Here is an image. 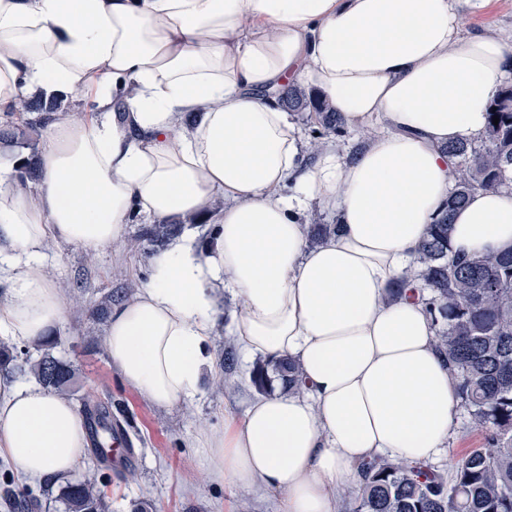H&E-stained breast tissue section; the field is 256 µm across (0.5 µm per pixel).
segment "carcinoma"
<instances>
[{
  "label": "carcinoma",
  "mask_w": 512,
  "mask_h": 512,
  "mask_svg": "<svg viewBox=\"0 0 512 512\" xmlns=\"http://www.w3.org/2000/svg\"><path fill=\"white\" fill-rule=\"evenodd\" d=\"M282 101L295 112H313L323 132H341L342 119L316 92L293 86ZM61 108V100L23 99L15 117H0V144H13L33 121L25 114H47ZM480 142L458 139L444 148L454 160L455 187L441 215L430 225L429 235L416 260L414 276L422 283V300L436 326L437 348L449 361L461 405L476 430L486 434L488 447L472 449L447 479L423 461L401 463L384 458L360 464L362 483L352 512H512V251L460 258L450 250L453 215L466 204L475 189L495 191L512 186V84L505 86L491 104ZM312 216L310 242L315 244L335 231L336 225ZM179 224H143L128 249L148 254L179 236ZM54 337L33 366L39 382L55 393L70 391L76 373L69 363L53 354ZM282 379L288 390L303 384L300 367L293 361L274 365L257 363L251 382L260 392L273 389ZM89 430L100 425L108 430L112 402L87 395L82 403ZM67 512H111L107 485L86 478L61 488Z\"/></svg>",
  "instance_id": "1"
}]
</instances>
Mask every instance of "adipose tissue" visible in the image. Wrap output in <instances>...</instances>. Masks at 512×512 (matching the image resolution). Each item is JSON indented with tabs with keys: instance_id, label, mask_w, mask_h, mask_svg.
Returning <instances> with one entry per match:
<instances>
[{
	"instance_id": "1",
	"label": "adipose tissue",
	"mask_w": 512,
	"mask_h": 512,
	"mask_svg": "<svg viewBox=\"0 0 512 512\" xmlns=\"http://www.w3.org/2000/svg\"><path fill=\"white\" fill-rule=\"evenodd\" d=\"M511 72L512 44L465 32L457 0H0V114L40 90L93 105L51 124L33 190L0 174V336L33 347L64 323L49 243L113 247L143 216L214 215L213 240L154 252L149 281L113 303L109 361L158 406L197 393L221 324L243 358L298 361L301 391L256 396L203 446L215 476L283 512H336L362 461L448 441L450 365L424 304L389 288L454 185L444 146L484 134ZM288 82L371 130L356 159L329 141L304 164L273 97ZM314 204L338 229L312 246ZM451 245L512 249V192L474 190ZM88 443L73 400L0 372V457L18 473L54 485Z\"/></svg>"
}]
</instances>
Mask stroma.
Listing matches in <instances>:
<instances>
[{
	"instance_id": "stroma-1",
	"label": "stroma",
	"mask_w": 512,
	"mask_h": 512,
	"mask_svg": "<svg viewBox=\"0 0 512 512\" xmlns=\"http://www.w3.org/2000/svg\"><path fill=\"white\" fill-rule=\"evenodd\" d=\"M460 11L465 30L512 32V0H488L478 10L464 4ZM46 254L53 280L75 285L83 301L82 307H68L55 354L79 368L78 397H111L134 454L127 468L117 471L82 453L74 478L95 471L108 486L112 512H134L141 502L150 503V512H281L279 496L255 494L212 479L197 447L200 433H222L226 416H242L254 391L252 366L231 347L229 336H212L209 345L213 361L223 366V373H204L192 401L156 408L113 370L100 342L107 324L93 314L101 297L121 285L112 275L114 268H125L129 278L144 283L151 276L147 258L122 248L91 250L56 243L48 245ZM486 445L485 434L473 430L467 411L458 409L448 446L433 467L452 476L465 454Z\"/></svg>"
}]
</instances>
